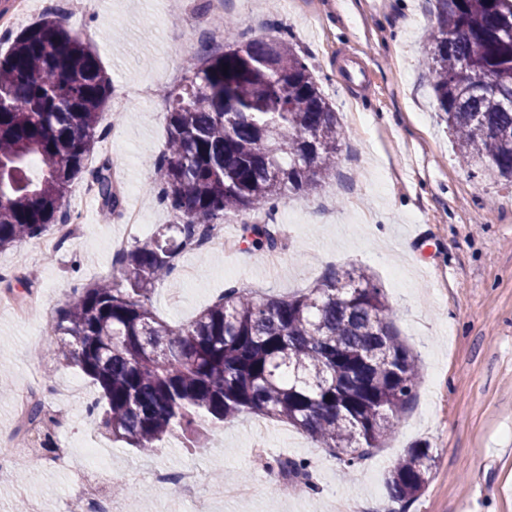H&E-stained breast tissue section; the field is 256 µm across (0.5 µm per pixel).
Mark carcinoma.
<instances>
[{
    "mask_svg": "<svg viewBox=\"0 0 512 512\" xmlns=\"http://www.w3.org/2000/svg\"><path fill=\"white\" fill-rule=\"evenodd\" d=\"M424 63L458 158L512 182V0H436ZM493 84L476 89L466 73ZM111 77L91 49L43 18L0 53V250L66 223V192L89 172L109 212L123 198L103 160L89 170ZM168 137L153 187L177 212L115 257L112 276L56 311L47 347L74 361L105 406L87 408L115 440L151 455L172 428L200 443L196 416L286 421L350 473L395 431L421 373L382 288L361 268L333 271L277 298L231 287L187 324L155 312L151 295L175 257L211 226L262 213L336 178L343 131L314 68L287 36L203 53L165 93ZM256 255L278 247L267 224H245ZM434 456L408 448L389 471L392 501L427 484Z\"/></svg>",
    "mask_w": 512,
    "mask_h": 512,
    "instance_id": "1",
    "label": "carcinoma"
}]
</instances>
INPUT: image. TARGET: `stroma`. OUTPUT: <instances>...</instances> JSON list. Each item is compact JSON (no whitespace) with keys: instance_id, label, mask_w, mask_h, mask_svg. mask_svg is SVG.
<instances>
[{"instance_id":"1","label":"stroma","mask_w":512,"mask_h":512,"mask_svg":"<svg viewBox=\"0 0 512 512\" xmlns=\"http://www.w3.org/2000/svg\"><path fill=\"white\" fill-rule=\"evenodd\" d=\"M67 2L30 0L13 29L52 17L95 52L112 78V96L149 87V100L106 108L111 131L95 155L121 169L130 188L124 209L138 210L150 229L173 223V212L150 190L149 161L166 142L164 92L211 35L207 0H84L76 15ZM224 18L242 42L291 33L342 124L338 172L308 198L279 200L274 219L288 238L277 263L255 257L239 224H225L231 249L182 252L174 285H158L152 295L157 314L185 324L232 286L285 296L313 287L327 270L360 267L382 288L396 331L418 359L417 396L391 438L348 474L291 425L259 417L221 426L201 418L200 450L178 432L151 456L113 440L86 413L101 391L79 367L64 362L44 374L48 315L75 289L111 276V241L127 232L122 212L106 213L81 174L67 194L78 216L75 238L33 264L29 243L0 251V296L19 295L28 310L23 317L0 308V383L13 389L0 398V443H23L18 391L70 394L71 411L52 433L66 443V458L26 461L36 477L29 497L42 512H69L81 486L111 498L114 512H132L111 492L135 470L146 493L133 512H193L192 503L152 487L146 473L156 465L194 467L210 481L224 467L237 482L260 481L264 490L212 501L209 512H331L342 499L388 502L395 459L425 444L435 464L405 512H512V185L458 161L421 65L435 25L428 0H225ZM89 428L99 437L94 459L77 445ZM260 440L270 458L306 461L309 480L287 490L265 476L252 456Z\"/></svg>"}]
</instances>
